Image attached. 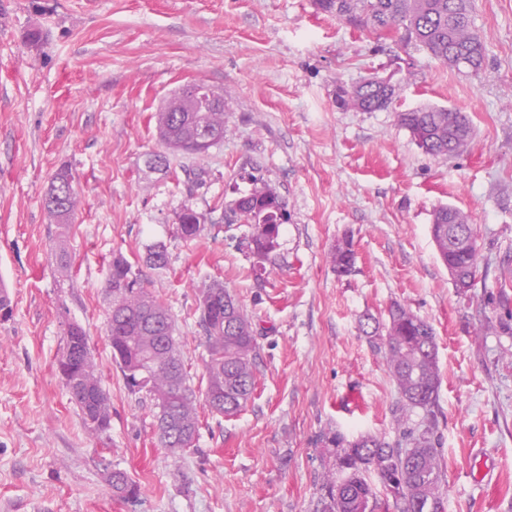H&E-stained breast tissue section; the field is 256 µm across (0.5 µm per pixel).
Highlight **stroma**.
I'll use <instances>...</instances> for the list:
<instances>
[{"instance_id":"obj_1","label":"stroma","mask_w":512,"mask_h":512,"mask_svg":"<svg viewBox=\"0 0 512 512\" xmlns=\"http://www.w3.org/2000/svg\"><path fill=\"white\" fill-rule=\"evenodd\" d=\"M485 41L478 74L353 28L312 0H0V512H314L323 436L394 439L397 393L368 318L399 304L433 327L441 368L439 432L446 512H512V0H473ZM41 28L40 46L26 35ZM389 76L390 109L336 103L338 87ZM224 98L223 141L206 157L163 151L155 114L177 89ZM451 108L471 121L467 153L434 157L397 115ZM79 192L67 232L43 205L61 166ZM205 172L191 190L187 170ZM263 178L288 220L259 264L252 228L224 213ZM204 217L177 232L183 206ZM452 206L478 231L474 288H454L431 238ZM73 265L57 282L56 247ZM349 239L352 272L329 253ZM161 242L165 268L147 265ZM123 255L178 326L195 382L208 358L198 297L223 282L257 341V386L237 415L199 408V439L164 448L151 398L130 392L106 335L109 264ZM90 336L112 406L91 434L57 368L64 328ZM143 487L113 496L112 470ZM203 216L194 210L191 206H183L178 216L177 231L184 239H194L201 235L205 230V224L202 223Z\"/></svg>"}]
</instances>
